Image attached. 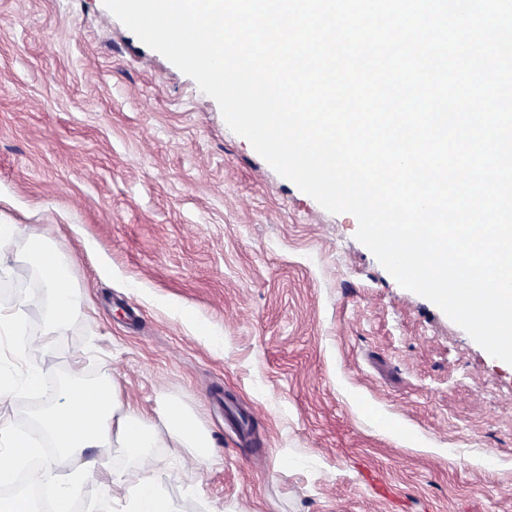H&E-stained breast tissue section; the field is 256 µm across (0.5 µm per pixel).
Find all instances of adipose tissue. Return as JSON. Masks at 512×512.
<instances>
[{
	"mask_svg": "<svg viewBox=\"0 0 512 512\" xmlns=\"http://www.w3.org/2000/svg\"><path fill=\"white\" fill-rule=\"evenodd\" d=\"M18 238L26 241V259L36 269L48 300L22 297L13 311L0 309V334H15L28 312L39 313L40 335L20 339L15 346L19 356L32 360L45 349L44 335L67 327L82 314L83 297L71 282L66 260L48 246L41 228L0 218V245ZM42 440L49 441L55 453L30 476L33 484L57 487L54 512H71L76 494L91 478L111 484L114 512H180L177 503L158 489L155 449H188V468L193 471L210 460L213 448L196 415L180 403L164 402L155 419L145 418L115 379L83 380L77 362L71 367L62 401L39 416L31 436L0 424L1 487L13 483L18 468L26 465ZM116 448L135 461L133 470L113 469Z\"/></svg>",
	"mask_w": 512,
	"mask_h": 512,
	"instance_id": "1",
	"label": "adipose tissue"
}]
</instances>
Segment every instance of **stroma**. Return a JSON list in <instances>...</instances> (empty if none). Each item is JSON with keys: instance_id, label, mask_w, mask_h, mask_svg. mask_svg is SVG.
I'll list each match as a JSON object with an SVG mask.
<instances>
[{"instance_id": "obj_1", "label": "stroma", "mask_w": 512, "mask_h": 512, "mask_svg": "<svg viewBox=\"0 0 512 512\" xmlns=\"http://www.w3.org/2000/svg\"><path fill=\"white\" fill-rule=\"evenodd\" d=\"M0 216L44 229L92 310L39 389L0 336L32 432L70 365L209 432L196 473L156 449L181 512H512V365L405 290L103 0H0ZM252 419L242 440L224 408Z\"/></svg>"}]
</instances>
